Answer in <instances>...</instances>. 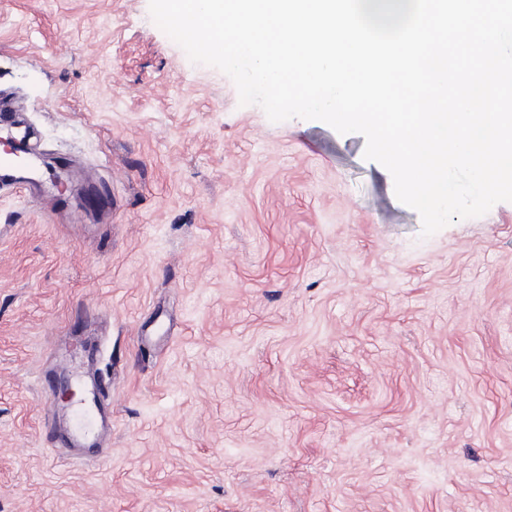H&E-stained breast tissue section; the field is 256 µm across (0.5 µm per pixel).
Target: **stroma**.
Returning a JSON list of instances; mask_svg holds the SVG:
<instances>
[{
  "instance_id": "obj_1",
  "label": "stroma",
  "mask_w": 512,
  "mask_h": 512,
  "mask_svg": "<svg viewBox=\"0 0 512 512\" xmlns=\"http://www.w3.org/2000/svg\"><path fill=\"white\" fill-rule=\"evenodd\" d=\"M0 98L68 168L0 196V512H512V202L422 238L149 0H0ZM62 375L103 451L52 446Z\"/></svg>"
}]
</instances>
